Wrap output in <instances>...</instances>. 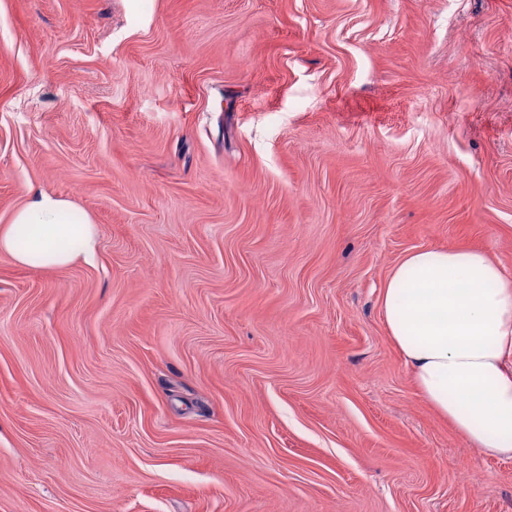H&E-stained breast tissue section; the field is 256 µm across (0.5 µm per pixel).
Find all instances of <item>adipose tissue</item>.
<instances>
[{
    "label": "adipose tissue",
    "instance_id": "adipose-tissue-1",
    "mask_svg": "<svg viewBox=\"0 0 512 512\" xmlns=\"http://www.w3.org/2000/svg\"><path fill=\"white\" fill-rule=\"evenodd\" d=\"M98 236L75 203L34 189L0 225V254L64 267L93 256ZM381 308L422 400L471 447L512 459V276L483 250H419L392 272Z\"/></svg>",
    "mask_w": 512,
    "mask_h": 512
}]
</instances>
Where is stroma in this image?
<instances>
[{
  "instance_id": "1",
  "label": "stroma",
  "mask_w": 512,
  "mask_h": 512,
  "mask_svg": "<svg viewBox=\"0 0 512 512\" xmlns=\"http://www.w3.org/2000/svg\"><path fill=\"white\" fill-rule=\"evenodd\" d=\"M0 512H512L419 397L405 255L512 275V0H0ZM26 229L28 242H19ZM99 236L92 217L70 200L43 190L30 189L28 201L0 225V254L26 267H64L72 263L73 242L86 257L93 256Z\"/></svg>"
}]
</instances>
